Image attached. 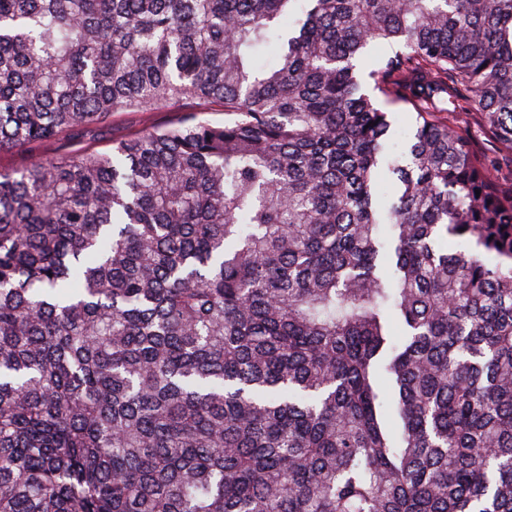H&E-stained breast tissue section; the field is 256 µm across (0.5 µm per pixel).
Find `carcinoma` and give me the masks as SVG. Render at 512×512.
Masks as SVG:
<instances>
[{
    "label": "carcinoma",
    "instance_id": "cac0c4a2",
    "mask_svg": "<svg viewBox=\"0 0 512 512\" xmlns=\"http://www.w3.org/2000/svg\"><path fill=\"white\" fill-rule=\"evenodd\" d=\"M183 99L0 172V512H512V0H0V152ZM198 104L186 100L179 107H165L154 112H117L106 123L68 131L50 143L37 144L26 151L0 153V170H15L26 166L32 154L71 155L84 150L106 151L112 142L137 135L145 130L165 127L176 122L186 112H194Z\"/></svg>",
    "mask_w": 512,
    "mask_h": 512
}]
</instances>
